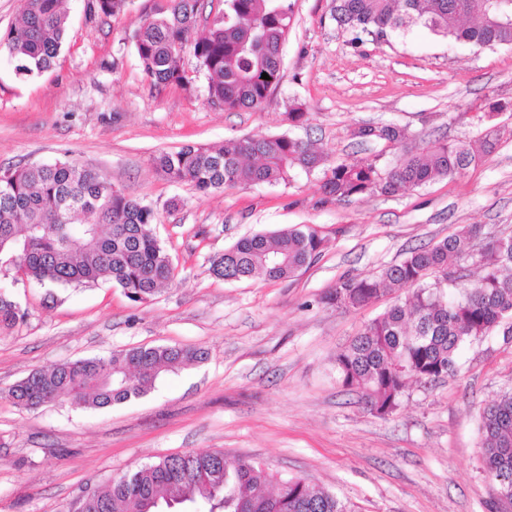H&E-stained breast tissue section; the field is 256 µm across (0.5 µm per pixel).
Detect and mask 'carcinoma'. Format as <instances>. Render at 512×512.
Here are the masks:
<instances>
[{"instance_id": "cac0c4a2", "label": "carcinoma", "mask_w": 512, "mask_h": 512, "mask_svg": "<svg viewBox=\"0 0 512 512\" xmlns=\"http://www.w3.org/2000/svg\"><path fill=\"white\" fill-rule=\"evenodd\" d=\"M64 0H23L21 23L6 48L20 75L51 68L65 43ZM214 19L204 0H152L133 36L142 71L155 86L182 84L191 54L208 77L211 104L226 111L256 110L282 78L280 49L291 28L288 0H223ZM128 0H93L89 16L111 18ZM332 18L362 41L386 39L421 26L435 36L476 50L512 47V0H336ZM203 35H197L200 25ZM268 74L269 79L262 78ZM482 153L501 128L478 110ZM354 135L394 150L385 167L363 161L331 162L308 142L287 135L224 141L219 148L186 145L154 159L157 172L188 182L207 195L224 188L288 182L298 172L322 173L324 192L336 200L393 195L456 177L475 160L469 144L425 145L396 124L365 125ZM156 210L127 196L99 172L74 161L0 170V266L27 279L58 285L111 281L134 301L157 295L174 279L168 251L156 237ZM471 224L434 245L413 248L374 275L341 281L324 301L360 308L394 288L412 286L410 299L390 305L336 354L343 387L361 394L371 411L393 414L409 386L456 373L461 349L509 322L512 334V235L473 241ZM325 245L313 225L286 227L239 239L211 263L226 282L278 281L310 266ZM470 261L469 274L450 268ZM25 313L0 293V330ZM205 352L171 346L136 347L108 357L79 359L37 370L7 397L24 409L61 398L104 408L138 398L158 377L198 362ZM485 469L512 505V390L482 413ZM81 512H352L337 495L303 478L277 479L260 464H224V452L167 456L112 479L80 500Z\"/></svg>"}]
</instances>
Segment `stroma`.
Listing matches in <instances>:
<instances>
[{
	"mask_svg": "<svg viewBox=\"0 0 512 512\" xmlns=\"http://www.w3.org/2000/svg\"><path fill=\"white\" fill-rule=\"evenodd\" d=\"M282 78L255 111L211 105L208 79L186 56V85L155 87L132 36L151 2L109 21L68 0L58 63L18 75L0 52V168L76 161L158 212L154 232L175 277L136 303L101 280L54 286L0 272L25 313L0 333V512H69L112 478L167 455L223 452L336 493L352 512H502L484 471L481 413L512 387V334L464 347L455 376L411 385L381 417L336 378L334 358L411 287L358 309L324 304L340 281L374 274L413 247L478 224L512 235V47L474 51L415 26L354 41L332 0H290ZM502 103L494 150L460 176L391 196L325 195L320 174L198 193L160 176L154 158L186 145L287 134L330 160L385 167L393 151L359 143L365 124L395 123L423 141L477 143L476 106ZM308 119L289 122L291 104ZM176 208H168L170 200ZM317 226L326 245L288 280L227 282L214 257L240 237ZM177 345L204 360L163 375L147 394L104 408L58 401L26 410L6 396L34 370L134 347Z\"/></svg>",
	"mask_w": 512,
	"mask_h": 512,
	"instance_id": "stroma-1",
	"label": "stroma"
}]
</instances>
